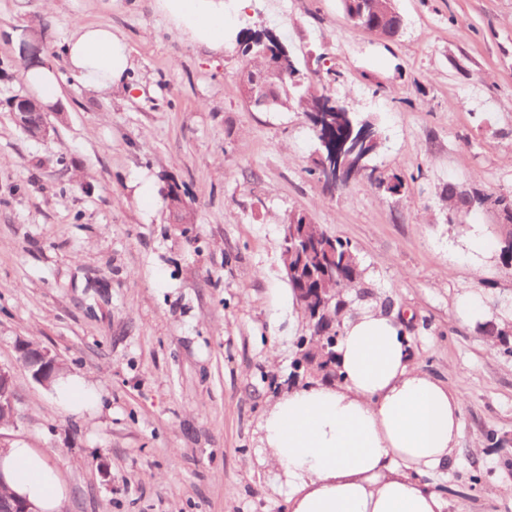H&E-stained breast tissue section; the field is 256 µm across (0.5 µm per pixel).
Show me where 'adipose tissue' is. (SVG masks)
Instances as JSON below:
<instances>
[{
  "mask_svg": "<svg viewBox=\"0 0 512 512\" xmlns=\"http://www.w3.org/2000/svg\"><path fill=\"white\" fill-rule=\"evenodd\" d=\"M194 44L223 51L232 42L224 0H151ZM82 88L109 94L129 86L130 47L112 27L81 24L65 44ZM336 385L288 392L271 406L261 441L289 488L290 512H444L446 502L421 473L455 457L460 398L409 365V343L395 314L363 311L336 345ZM0 479L39 512H57L67 489L35 448L0 450Z\"/></svg>",
  "mask_w": 512,
  "mask_h": 512,
  "instance_id": "1",
  "label": "adipose tissue"
}]
</instances>
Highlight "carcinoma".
Returning <instances> with one entry per match:
<instances>
[{
	"mask_svg": "<svg viewBox=\"0 0 512 512\" xmlns=\"http://www.w3.org/2000/svg\"><path fill=\"white\" fill-rule=\"evenodd\" d=\"M345 12L354 18L353 26L364 28L379 35L393 38L402 30V19L393 6V0H342ZM236 46L242 47L243 68L240 81L247 88L250 104L261 109L302 112L309 115L323 101L332 97L329 89V75L333 70L326 69V75L315 72L317 82H306L303 77L293 80L285 73L272 67L277 56L278 43L274 36L264 30H242L236 36ZM361 125L373 128L375 137L359 139L352 137L348 144L352 157L367 163L377 151L381 133L375 124L355 113L343 112L338 115V123L328 129L323 128L317 139L329 136L342 140L349 136L350 127ZM480 192L478 188L460 190L448 186V223L454 224L464 211L490 210L498 221L501 234L500 259L505 266L512 267V190L492 191L486 194L490 205L483 207L474 202ZM306 243L298 252L295 262L304 267L301 277L290 280L296 288H336V308L333 317L341 315L346 306V296L350 289L357 287L363 270L360 260L350 244L334 237L318 225L312 224L305 233ZM337 331L331 323L312 326L309 339L311 349L318 344L336 343Z\"/></svg>",
	"mask_w": 512,
	"mask_h": 512,
	"instance_id": "obj_1",
	"label": "carcinoma"
}]
</instances>
